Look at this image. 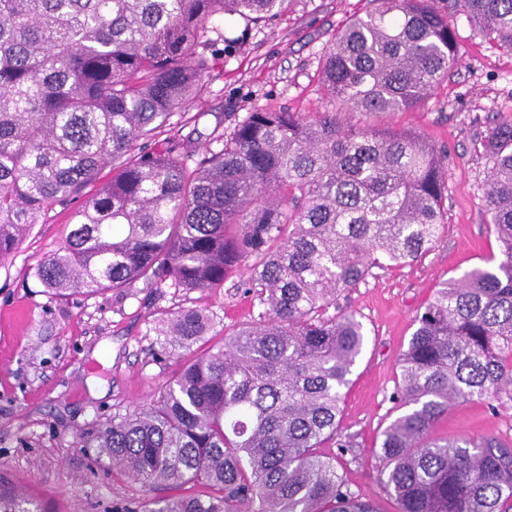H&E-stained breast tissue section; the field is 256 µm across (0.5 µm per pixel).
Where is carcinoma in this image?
I'll return each mask as SVG.
<instances>
[{
    "instance_id": "carcinoma-1",
    "label": "carcinoma",
    "mask_w": 512,
    "mask_h": 512,
    "mask_svg": "<svg viewBox=\"0 0 512 512\" xmlns=\"http://www.w3.org/2000/svg\"><path fill=\"white\" fill-rule=\"evenodd\" d=\"M371 2L322 57L324 111L263 107L227 127L218 116L199 151L155 137L232 52L224 17L257 25L288 0H0V260L59 205L72 229L34 272L53 295L159 279L206 292L252 262L258 320L81 444L144 486L207 489L141 512H377L320 452L357 447L339 416L366 344L355 312L328 310L373 270L432 248L447 156L351 118L415 108L457 62L456 14L512 50V0ZM484 148L498 256L417 311L392 394L403 413L374 449L399 512H512L509 445L431 436L459 401L512 402L511 119L487 128ZM212 322L175 311L160 335L186 347ZM0 512L42 508L0 481Z\"/></svg>"
}]
</instances>
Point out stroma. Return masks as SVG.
I'll return each mask as SVG.
<instances>
[{
	"label": "stroma",
	"mask_w": 512,
	"mask_h": 512,
	"mask_svg": "<svg viewBox=\"0 0 512 512\" xmlns=\"http://www.w3.org/2000/svg\"><path fill=\"white\" fill-rule=\"evenodd\" d=\"M371 7L370 0H291L284 13L265 23L234 21L239 44L219 60L196 102L172 117L165 135L210 133L219 112L229 123L263 106L323 111L320 58L337 30ZM451 25L457 65L420 104L353 118L362 126L414 131L448 157L446 224L430 251L377 271L338 299L367 330L341 421L360 446L338 468L350 488L374 499L381 512H398V505L381 488L374 444L399 414L392 392L414 317L440 281L498 249L484 208L490 163L482 139L492 121L512 118V50L465 16H455ZM68 217L54 206L15 253L0 261V477L28 491L44 512H135L144 500L171 495V487L113 479L94 464L92 449L77 441L115 414L148 406L184 361L220 344L226 330L256 318L258 308L241 287L250 270L240 266L223 287L209 292L140 283L120 293L54 297L35 280L34 269L63 247ZM183 308L212 312L215 319L206 336L172 357L157 329ZM434 434L493 436L512 446V402L454 405Z\"/></svg>",
	"instance_id": "obj_1"
}]
</instances>
